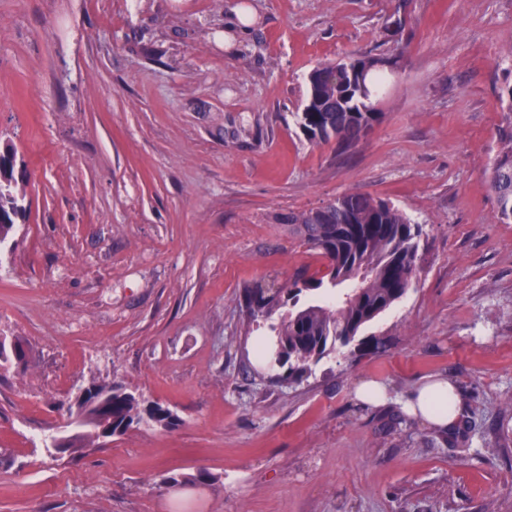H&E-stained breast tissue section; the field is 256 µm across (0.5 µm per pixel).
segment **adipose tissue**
Returning <instances> with one entry per match:
<instances>
[{"instance_id": "1", "label": "adipose tissue", "mask_w": 512, "mask_h": 512, "mask_svg": "<svg viewBox=\"0 0 512 512\" xmlns=\"http://www.w3.org/2000/svg\"><path fill=\"white\" fill-rule=\"evenodd\" d=\"M461 396L445 377H431L403 400L402 407L411 417L421 419L432 429L443 432L460 415Z\"/></svg>"}]
</instances>
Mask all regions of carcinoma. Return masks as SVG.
<instances>
[{
	"label": "carcinoma",
	"mask_w": 512,
	"mask_h": 512,
	"mask_svg": "<svg viewBox=\"0 0 512 512\" xmlns=\"http://www.w3.org/2000/svg\"><path fill=\"white\" fill-rule=\"evenodd\" d=\"M373 57H350L321 64L307 77L304 110L299 127L315 144L334 139L338 147L353 146L359 131L379 122L374 109L384 82ZM498 134L504 150L492 166L491 188L501 223L512 221V104L504 113ZM0 180V244L15 224L25 220V196L14 188L13 173ZM289 231L317 249L328 260L325 272H301L287 287L260 283L244 289L243 303L252 320L269 322L272 354L259 345L257 356L268 367L287 368L290 381L298 382L312 373V365L332 352L350 345L360 329L398 302L409 290L419 261L422 226L398 209L360 192L344 193L328 202L320 213L313 210L279 216ZM314 295L300 303V295ZM288 313L273 321L281 308ZM23 343L0 341V363L22 362ZM72 424L79 432L66 438L64 448L77 447L86 436L102 438V420L112 417V432L124 433L134 424L151 421L165 427L177 418L157 403L146 404L122 385L108 387L92 383L85 397L76 400Z\"/></svg>",
	"instance_id": "1"
}]
</instances>
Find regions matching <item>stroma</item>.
<instances>
[{
	"mask_svg": "<svg viewBox=\"0 0 512 512\" xmlns=\"http://www.w3.org/2000/svg\"><path fill=\"white\" fill-rule=\"evenodd\" d=\"M251 8L249 24L234 10ZM393 61L353 147L298 124L306 77ZM512 0H0V512H512V223L489 185ZM358 191L421 224L406 296L291 382L240 296L326 261L279 215ZM453 381L450 433L398 401ZM391 403L355 398L364 381ZM177 418L62 452L90 383ZM3 153H10L16 159V151L12 146L6 145L0 149L1 176L6 180H0V246L12 233L15 224L24 221L27 214V207L24 205L25 196L19 195L13 185L15 166L10 168L7 178H5L6 170L3 166L6 157L2 155Z\"/></svg>",
	"mask_w": 512,
	"mask_h": 512,
	"instance_id": "35a3bbf8",
	"label": "stroma"
}]
</instances>
